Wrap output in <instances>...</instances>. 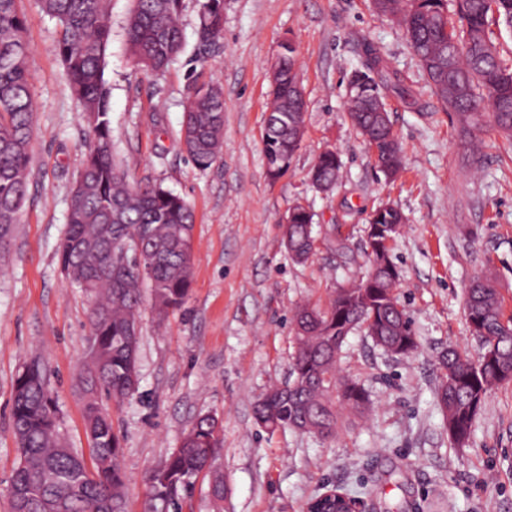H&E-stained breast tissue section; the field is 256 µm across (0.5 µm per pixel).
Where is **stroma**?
Returning <instances> with one entry per match:
<instances>
[{"instance_id":"stroma-1","label":"stroma","mask_w":512,"mask_h":512,"mask_svg":"<svg viewBox=\"0 0 512 512\" xmlns=\"http://www.w3.org/2000/svg\"><path fill=\"white\" fill-rule=\"evenodd\" d=\"M203 2L183 0L184 50L157 76L144 74L128 50L132 0L110 2L104 79L114 157L131 185L162 183L195 214L188 298L162 319L143 302L139 389L107 404L130 477L127 512H140L146 474L208 412L224 420V512H303L328 485L360 499L363 512H512V382L488 394L463 448L451 443L436 400L440 353L451 346L478 353L464 311L473 277L491 273L512 313V145L490 126L465 128L392 96L387 109L403 167L386 180L350 124L347 98L369 43L430 102L395 22L378 17L370 0H224L221 48L203 55L196 34ZM20 9L30 20L37 112L21 224L0 256V512H9L17 463L13 382L31 358L48 369L66 443L88 450L73 375L88 346L91 299L64 275L57 244L89 127L54 49V21L37 0H21ZM287 41L298 50L305 135L287 172L273 179L264 163L269 68ZM202 83L224 91V147L206 169L179 142L188 90ZM330 149L342 160V179L322 193L308 173ZM386 203L405 218L391 254L418 350L393 356L364 333L350 335L341 370L367 389L370 412L346 414L333 441L267 432L253 405L288 376L295 309L326 304L338 281L363 271L367 217ZM297 204L311 211L316 236L304 263L283 243L282 219Z\"/></svg>"}]
</instances>
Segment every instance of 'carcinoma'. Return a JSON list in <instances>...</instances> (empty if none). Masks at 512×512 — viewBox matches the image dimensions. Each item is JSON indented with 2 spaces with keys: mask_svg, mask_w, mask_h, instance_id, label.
<instances>
[{
  "mask_svg": "<svg viewBox=\"0 0 512 512\" xmlns=\"http://www.w3.org/2000/svg\"><path fill=\"white\" fill-rule=\"evenodd\" d=\"M19 0H0V248L15 236L26 196L29 145L35 106L27 68L29 19ZM40 12L55 20V51L66 70L71 95L90 125L91 145L71 190L67 227L57 251L69 280L93 297L87 355L77 375L84 400V425L93 466L68 447L47 373L40 361L24 364L15 377L11 425L18 460L8 486L11 512H126L129 476L121 466L122 442L103 399L125 400L139 388V309L149 284L158 317L180 307L192 278L195 217L179 195L160 183L130 185L112 154L104 60L111 36L110 0H38ZM375 12L398 22L426 72L433 96L459 123L474 126L486 115L497 132L512 140V63L504 62L489 36V20L512 31V0H372ZM183 0H133L126 30L136 63L158 74L181 53L179 17ZM224 29V0H206L199 13L200 50L218 45ZM282 78L271 90L265 124L264 158L276 178L300 147L305 100L293 86L300 76L298 52L288 44L279 58ZM357 91L347 115L375 152L380 171L395 177L402 148L388 115L370 100L394 95L417 112L428 111L416 93L372 45L363 47L352 76ZM180 142L200 167L211 166L224 144V96L220 87L191 88ZM342 162L321 154L310 171L317 186H335ZM370 252L366 273L336 289L325 306L305 305L293 316L295 355L288 381L275 385L254 406L265 430L290 428L322 441L335 439L340 409L362 414L369 408L365 388L341 374L343 344L360 330L383 350L404 356L418 349L397 288L400 274L390 255L402 213L393 205L369 216ZM286 250L296 262L314 253L312 215L301 211L284 225ZM468 324L479 342L473 359L453 347L439 357L437 400L448 435L463 448L474 416L495 387L512 381V315H505L495 279L483 276L466 289ZM222 421L197 418L180 446L150 471L141 512H184L196 480H208L216 509L224 501V473L218 465Z\"/></svg>",
  "mask_w": 512,
  "mask_h": 512,
  "instance_id": "carcinoma-1",
  "label": "carcinoma"
}]
</instances>
